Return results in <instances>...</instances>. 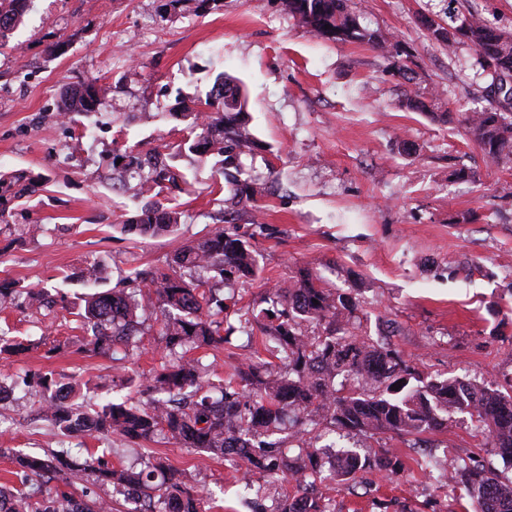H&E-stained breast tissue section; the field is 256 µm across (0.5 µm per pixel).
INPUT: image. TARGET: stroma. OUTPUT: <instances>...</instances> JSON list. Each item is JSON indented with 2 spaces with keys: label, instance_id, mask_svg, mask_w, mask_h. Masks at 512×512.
Listing matches in <instances>:
<instances>
[{
  "label": "stroma",
  "instance_id": "obj_1",
  "mask_svg": "<svg viewBox=\"0 0 512 512\" xmlns=\"http://www.w3.org/2000/svg\"><path fill=\"white\" fill-rule=\"evenodd\" d=\"M166 0H32L0 50V173L22 175L0 223V286L46 288L68 309L52 326L23 304L0 307V333L26 349L0 359V372L50 373L79 383L97 404L134 396L114 384L111 355L76 351L75 314L87 288L78 274L100 262L114 287L129 269L165 268L171 255L224 223V194L212 193L219 157L179 156L178 188L159 197L180 211L177 230L142 238L124 216L145 205L121 181L118 154L179 141L183 104L205 99L223 72L247 89L250 129L260 143L238 180H262L261 214L241 211L261 272L239 290V308L260 306L271 287L306 266L324 287L357 294L373 338L423 376L506 384L512 379V164H486L458 124L404 107L420 94L439 111L480 96L471 47L448 53L419 13L442 14L445 0H350L353 12L412 50L413 82L378 49L325 42L288 15L282 0H212L203 13L168 10ZM106 89L105 106L66 122L55 110L66 90ZM468 167L469 181L453 179ZM29 397L0 408V484L20 486L9 449L59 448ZM399 475L377 469L332 490L335 512H465L464 488L448 491L418 466L480 455L503 472L485 433L459 414L427 446L390 441ZM157 454L209 489L211 512H249L244 484L223 460L172 441ZM104 454L113 466L141 450L120 437L71 440L73 462Z\"/></svg>",
  "mask_w": 512,
  "mask_h": 512
}]
</instances>
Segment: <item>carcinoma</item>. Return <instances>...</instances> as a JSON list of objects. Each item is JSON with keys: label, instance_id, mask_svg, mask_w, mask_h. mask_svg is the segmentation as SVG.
<instances>
[{"label": "carcinoma", "instance_id": "carcinoma-1", "mask_svg": "<svg viewBox=\"0 0 512 512\" xmlns=\"http://www.w3.org/2000/svg\"><path fill=\"white\" fill-rule=\"evenodd\" d=\"M448 0L446 20L432 27L422 24L430 39L454 51L460 45L474 48L476 65L490 88L512 101V33L488 21L459 13ZM29 0H0V47L18 26ZM288 14L308 31L327 42H352L380 49L393 69L413 81L410 54L398 41L390 42L350 10L349 0H283ZM212 109L206 117L192 116L189 135L168 152L121 155L124 176L137 180L136 194L150 195L177 184L180 171L168 160L183 154L222 157L224 168L240 170L241 158L258 147L250 130L248 95L243 82L224 72L206 96ZM103 105L100 90L88 86L79 96L66 94L60 111L96 112ZM460 123L491 165L512 163V111L495 107L460 113ZM233 206L262 209L265 187L254 181L232 180ZM179 212L158 204L146 206L122 221L124 231L141 237L171 232ZM261 272L257 252L249 239L233 228H216L209 236L177 252L164 271H132L108 292L85 299L79 313L84 335L82 352L128 357L139 348V336L148 323L159 325L164 345L160 365L138 379L147 401H108L97 407L76 401L71 383H61L46 373H34L18 382L0 377V391L19 385L36 394H49L40 407L42 416L63 434L95 433L122 437L134 445L163 444L171 439L224 459L235 471L264 472L270 481L251 490L255 512H332L328 498L315 489L328 480L354 481L373 467L395 475L401 464L386 451H373V443L388 435L407 441L441 431L454 414H467L487 431L495 450L512 456V392L493 382L423 378L396 351L363 331L361 304L347 291L318 285L308 268L297 272L289 286L268 291L267 307L259 312L237 309L238 286ZM153 288L161 309L137 299L140 284ZM237 316V324L230 322ZM270 359L246 357L233 375L215 381L199 349H217L235 332L252 341L254 331ZM401 382L398 390L391 389ZM338 431L365 437L369 452L345 451L343 470L327 469L322 448H334L321 439ZM61 448L44 455L12 453L16 473L29 484L26 492L0 486V512H112V502L101 497L77 499L70 488L85 476L114 492L152 489L142 499L139 512H204L207 492L189 483L183 473L161 457L136 469L114 468L102 458L77 465ZM450 480L466 489L471 512H485L484 501L497 512H512V477L500 474L483 459L455 461ZM290 477L293 496H274L273 482ZM56 483L52 490L46 485ZM271 505H266V502Z\"/></svg>", "mask_w": 512, "mask_h": 512}]
</instances>
